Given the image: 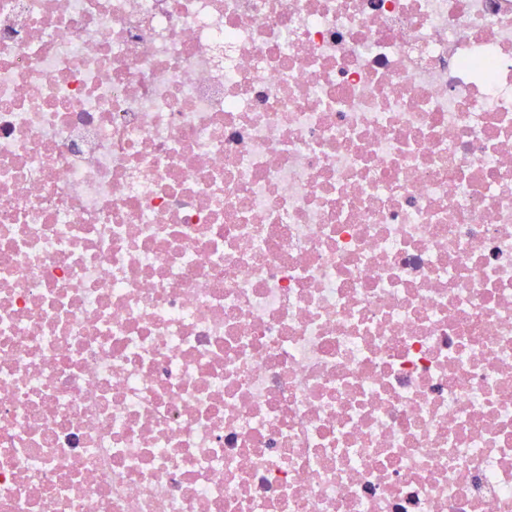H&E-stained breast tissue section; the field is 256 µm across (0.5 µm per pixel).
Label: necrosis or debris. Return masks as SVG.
Masks as SVG:
<instances>
[{"instance_id":"necrosis-or-debris-1","label":"necrosis or debris","mask_w":512,"mask_h":512,"mask_svg":"<svg viewBox=\"0 0 512 512\" xmlns=\"http://www.w3.org/2000/svg\"><path fill=\"white\" fill-rule=\"evenodd\" d=\"M0 512H512V0H0Z\"/></svg>"}]
</instances>
